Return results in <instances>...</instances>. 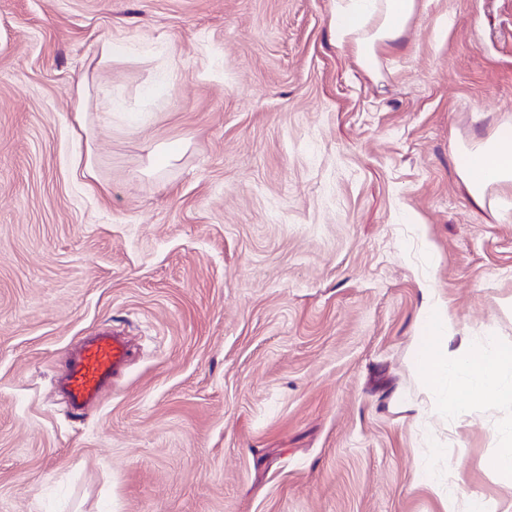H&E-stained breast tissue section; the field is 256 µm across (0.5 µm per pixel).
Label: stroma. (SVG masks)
I'll list each match as a JSON object with an SVG mask.
<instances>
[{
	"mask_svg": "<svg viewBox=\"0 0 512 512\" xmlns=\"http://www.w3.org/2000/svg\"><path fill=\"white\" fill-rule=\"evenodd\" d=\"M424 2L367 71L338 0H0V512H512V403L415 362L430 301L512 344V193L452 149L512 121V0ZM129 344L108 328L87 336L68 354L60 387L71 411L82 416L112 394L113 382L131 359Z\"/></svg>",
	"mask_w": 512,
	"mask_h": 512,
	"instance_id": "obj_1",
	"label": "stroma"
}]
</instances>
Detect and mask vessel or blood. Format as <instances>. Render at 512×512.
Instances as JSON below:
<instances>
[{
    "label": "vessel or blood",
    "instance_id": "1",
    "mask_svg": "<svg viewBox=\"0 0 512 512\" xmlns=\"http://www.w3.org/2000/svg\"><path fill=\"white\" fill-rule=\"evenodd\" d=\"M132 353L122 336L103 328L68 354L60 387L74 415L100 405L124 373Z\"/></svg>",
    "mask_w": 512,
    "mask_h": 512
}]
</instances>
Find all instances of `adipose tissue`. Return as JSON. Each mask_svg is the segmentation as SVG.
I'll return each mask as SVG.
<instances>
[{"instance_id":"1","label":"adipose tissue","mask_w":512,"mask_h":512,"mask_svg":"<svg viewBox=\"0 0 512 512\" xmlns=\"http://www.w3.org/2000/svg\"><path fill=\"white\" fill-rule=\"evenodd\" d=\"M419 0H347L336 13V35L354 44L362 65H369L377 45L395 42L418 12ZM466 160L460 171L472 200L484 205L486 192L495 188L512 191V138L494 131L487 138L457 149ZM434 334L422 348L420 359L427 366L422 376L425 386L448 381L456 396L481 393L512 401V390L502 389L498 377L512 366V346L505 343L471 342L450 349L448 342L458 332L454 314L431 306Z\"/></svg>"}]
</instances>
